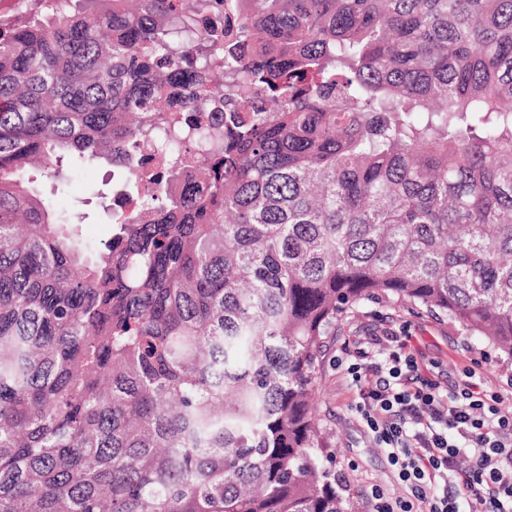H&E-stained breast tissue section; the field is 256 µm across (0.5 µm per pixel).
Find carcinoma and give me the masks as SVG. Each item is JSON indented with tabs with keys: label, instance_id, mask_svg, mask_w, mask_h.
Masks as SVG:
<instances>
[{
	"label": "carcinoma",
	"instance_id": "obj_1",
	"mask_svg": "<svg viewBox=\"0 0 512 512\" xmlns=\"http://www.w3.org/2000/svg\"><path fill=\"white\" fill-rule=\"evenodd\" d=\"M57 2L0 18V512H360L336 324L512 359V0ZM144 150L99 246L31 177L104 155L131 196Z\"/></svg>",
	"mask_w": 512,
	"mask_h": 512
}]
</instances>
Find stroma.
<instances>
[{
  "label": "stroma",
  "mask_w": 512,
  "mask_h": 512,
  "mask_svg": "<svg viewBox=\"0 0 512 512\" xmlns=\"http://www.w3.org/2000/svg\"><path fill=\"white\" fill-rule=\"evenodd\" d=\"M113 174L111 164L95 160L86 163L81 175L68 187L56 188L42 178L37 184L60 214L78 224L85 239L97 243L110 237L111 226L96 193L111 191ZM385 326L407 328L415 351L424 361L439 362L445 380H455L464 368L475 365L492 383L512 382V364L500 360L495 351L459 326L449 324L447 319L375 301L365 303L357 314L340 322L317 372L315 407L332 433L330 446L336 460V479L359 502L362 512H373L369 496L372 486L393 492L397 485L384 450L355 419L352 405L356 391L344 378L339 364L360 362L364 338Z\"/></svg>",
  "instance_id": "stroma-1"
}]
</instances>
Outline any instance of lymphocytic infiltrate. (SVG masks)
Instances as JSON below:
<instances>
[{"instance_id":"obj_1","label":"lymphocytic infiltrate","mask_w":512,"mask_h":512,"mask_svg":"<svg viewBox=\"0 0 512 512\" xmlns=\"http://www.w3.org/2000/svg\"><path fill=\"white\" fill-rule=\"evenodd\" d=\"M374 342L368 362L345 375L404 490L393 498L374 487L375 512H512V390L471 368L441 385L409 337L386 331Z\"/></svg>"}]
</instances>
